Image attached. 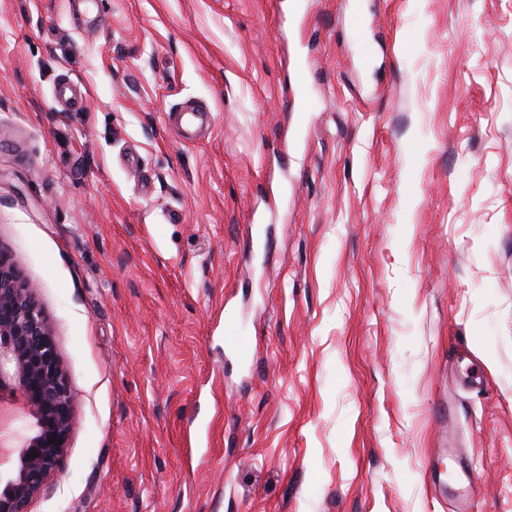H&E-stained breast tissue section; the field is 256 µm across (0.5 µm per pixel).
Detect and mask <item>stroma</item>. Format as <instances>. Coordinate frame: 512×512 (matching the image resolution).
Listing matches in <instances>:
<instances>
[{
    "label": "stroma",
    "instance_id": "35a3bbf8",
    "mask_svg": "<svg viewBox=\"0 0 512 512\" xmlns=\"http://www.w3.org/2000/svg\"><path fill=\"white\" fill-rule=\"evenodd\" d=\"M291 2L0 0V252L78 397L28 512H512V0ZM177 112V124L180 137L187 142L196 140L198 130L203 123L202 114L200 112L207 111L185 108Z\"/></svg>",
    "mask_w": 512,
    "mask_h": 512
}]
</instances>
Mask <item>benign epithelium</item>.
Segmentation results:
<instances>
[{
	"instance_id": "obj_1",
	"label": "benign epithelium",
	"mask_w": 512,
	"mask_h": 512,
	"mask_svg": "<svg viewBox=\"0 0 512 512\" xmlns=\"http://www.w3.org/2000/svg\"><path fill=\"white\" fill-rule=\"evenodd\" d=\"M35 293L0 255V394L20 392L32 419L31 432L15 447V470L0 486V512H27L66 448L77 403Z\"/></svg>"
}]
</instances>
